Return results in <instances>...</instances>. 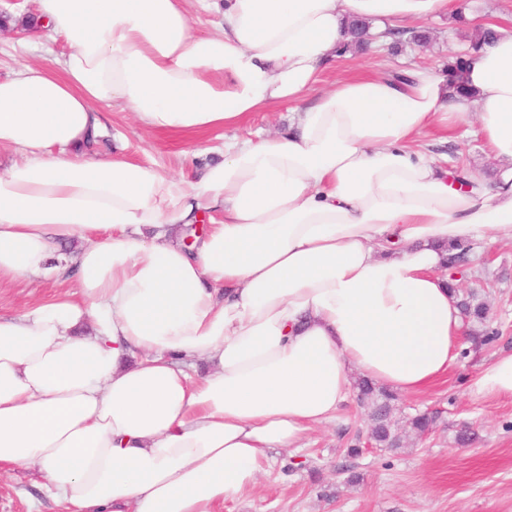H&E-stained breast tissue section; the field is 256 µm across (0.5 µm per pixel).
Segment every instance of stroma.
Masks as SVG:
<instances>
[{
  "label": "stroma",
  "mask_w": 512,
  "mask_h": 512,
  "mask_svg": "<svg viewBox=\"0 0 512 512\" xmlns=\"http://www.w3.org/2000/svg\"><path fill=\"white\" fill-rule=\"evenodd\" d=\"M38 0H0V9L17 14L14 28L0 31V78L22 61H46L67 50L62 40L48 38L33 25ZM512 28V0H455L452 12L433 15L404 27L382 51L341 55L319 76L318 86L330 88L353 75L383 74L429 67L449 70L472 57L478 28L487 24ZM427 33V43L415 41ZM293 116L283 105L254 112L239 125L208 135L221 139L270 135ZM108 132L91 150L107 155L122 149L135 163H153L177 173L189 165H204L214 157L188 155L189 136L141 127L129 112L103 111ZM432 155L463 160L476 177L488 175L496 162L481 141L434 133L424 140ZM461 276L462 291L477 292L489 307V323L500 331L490 346L461 341L459 356L448 373L424 391L400 396L399 421L429 413L436 421L422 435L411 436L403 448L391 451L366 445L369 421L356 400H349L339 417L313 432L297 453L273 451V465L260 485L240 500L225 503L221 512H512V399L473 398L470 380L498 353L512 351V242L485 239L475 243ZM71 279L28 278L0 284V314L17 315L31 306L70 290ZM467 442H459L460 432ZM362 440L360 456L347 448ZM36 470L0 474V512H58L39 485Z\"/></svg>",
  "instance_id": "obj_1"
}]
</instances>
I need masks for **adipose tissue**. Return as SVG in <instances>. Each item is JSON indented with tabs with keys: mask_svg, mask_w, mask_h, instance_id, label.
<instances>
[{
	"mask_svg": "<svg viewBox=\"0 0 512 512\" xmlns=\"http://www.w3.org/2000/svg\"><path fill=\"white\" fill-rule=\"evenodd\" d=\"M39 2L68 51L0 79V147L21 155L0 172V281L76 282L0 317V467L37 469L63 512H217L335 418L352 374L413 393L447 372L448 247L512 241V29L464 68L471 98L425 68L307 105L346 20L379 35L453 0H224L219 34L184 0ZM288 103L287 129L225 142L194 178L73 151L104 106L201 135ZM470 111L502 171L464 193L415 143ZM469 392L512 398V352Z\"/></svg>",
	"mask_w": 512,
	"mask_h": 512,
	"instance_id": "obj_1",
	"label": "adipose tissue"
}]
</instances>
